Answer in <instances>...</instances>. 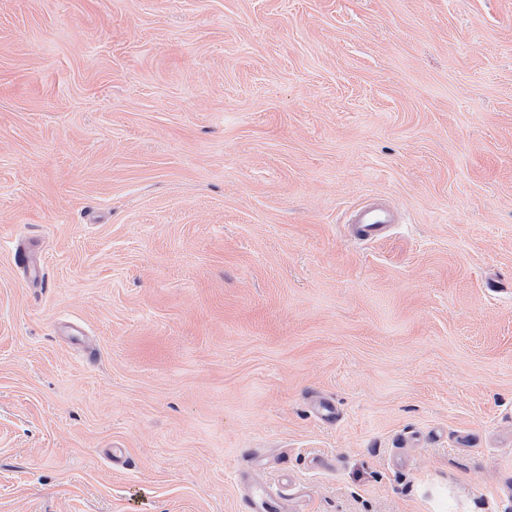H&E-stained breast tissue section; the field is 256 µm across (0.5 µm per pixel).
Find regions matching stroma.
<instances>
[{
    "label": "stroma",
    "mask_w": 512,
    "mask_h": 512,
    "mask_svg": "<svg viewBox=\"0 0 512 512\" xmlns=\"http://www.w3.org/2000/svg\"><path fill=\"white\" fill-rule=\"evenodd\" d=\"M258 489L512 512V0H0V512ZM397 222L395 211L381 200H373L354 210L350 216L351 235L360 241H379L391 224Z\"/></svg>",
    "instance_id": "stroma-1"
}]
</instances>
